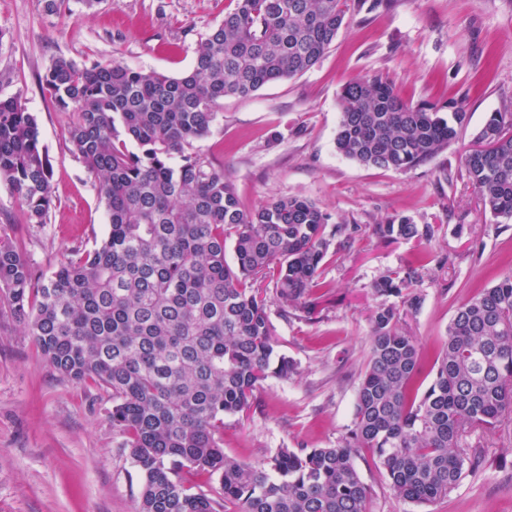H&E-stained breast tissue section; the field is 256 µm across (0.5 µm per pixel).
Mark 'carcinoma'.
Segmentation results:
<instances>
[{"label":"carcinoma","mask_w":512,"mask_h":512,"mask_svg":"<svg viewBox=\"0 0 512 512\" xmlns=\"http://www.w3.org/2000/svg\"><path fill=\"white\" fill-rule=\"evenodd\" d=\"M344 2L237 0L180 76L65 57L46 70L109 227L48 277L1 236L0 295L56 373L112 392V427L144 473L137 512H369L354 464L363 449L399 498L425 505L480 467L478 431L512 420V272L457 308L421 392L422 351L401 326L423 302L421 269L409 265L372 283L380 302L345 436L256 464L224 453V418L295 370L273 337L268 271L277 268L279 302L308 309L330 246H349L360 225L333 222L301 195L247 211L194 143L212 133L224 99L311 69L343 25ZM339 108L336 150L397 171L434 159L467 119L461 107L446 117L437 104L413 106L380 78L346 84ZM461 164L482 209L511 224L512 112L490 113ZM52 180L35 116L20 96L0 97V184L20 200L24 223H47ZM373 232L388 243L430 242L438 228L395 215ZM185 469L218 477L219 488L185 485Z\"/></svg>","instance_id":"obj_1"}]
</instances>
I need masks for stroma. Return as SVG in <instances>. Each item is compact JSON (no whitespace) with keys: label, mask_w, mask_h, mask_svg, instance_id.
Here are the masks:
<instances>
[{"label":"stroma","mask_w":512,"mask_h":512,"mask_svg":"<svg viewBox=\"0 0 512 512\" xmlns=\"http://www.w3.org/2000/svg\"><path fill=\"white\" fill-rule=\"evenodd\" d=\"M236 0H0V97L18 95L38 122L53 165L54 206L46 224L22 221L19 199L0 185V235L41 274L72 249L107 233L98 184L65 130L68 115L42 77L57 57L118 62L172 76L187 71L198 44ZM392 83L402 100L462 107L459 138L408 171L361 165L334 145L339 95L355 80ZM512 108V0H395L390 9L349 11L335 42L305 73L225 99L212 134L195 148L224 169L245 209L302 195L336 223L357 224L351 247L328 255L313 300L268 303L278 351L296 370L271 378L250 409L224 420V451L257 463L280 448H326L346 434L379 303L371 285L413 264L420 309L403 325L432 365L458 306L512 268V223L484 212L460 156L490 113ZM401 214L439 231L428 244L382 243L373 226ZM112 395L60 377L23 324L0 303V512H135L144 475L112 426ZM482 465L458 488L416 506L391 490L365 450L356 469L370 489L369 512H512V423L479 435Z\"/></svg>","instance_id":"stroma-1"}]
</instances>
